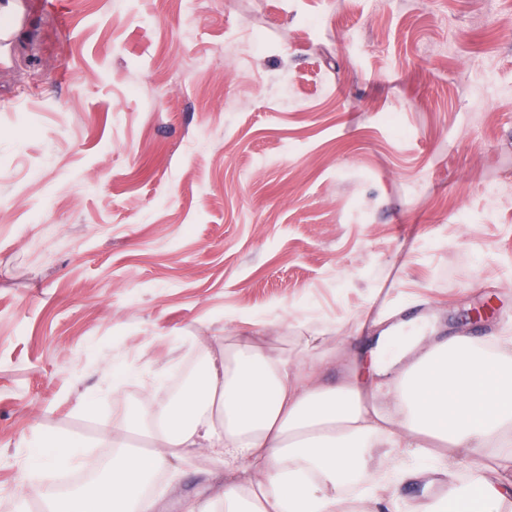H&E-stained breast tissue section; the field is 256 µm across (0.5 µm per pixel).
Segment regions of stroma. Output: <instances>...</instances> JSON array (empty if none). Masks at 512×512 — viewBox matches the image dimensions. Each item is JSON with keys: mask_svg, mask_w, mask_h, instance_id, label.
<instances>
[{"mask_svg": "<svg viewBox=\"0 0 512 512\" xmlns=\"http://www.w3.org/2000/svg\"><path fill=\"white\" fill-rule=\"evenodd\" d=\"M0 0V497L34 512L193 339L512 326V0ZM493 313L471 320L473 308ZM206 450L158 512L223 485ZM43 448H52V451H39L32 457V467L38 468L45 459H54L57 464L77 467L81 463L82 450L78 447H70L69 443L57 438H47L42 441Z\"/></svg>", "mask_w": 512, "mask_h": 512, "instance_id": "obj_1", "label": "stroma"}]
</instances>
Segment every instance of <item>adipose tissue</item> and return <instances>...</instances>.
I'll return each mask as SVG.
<instances>
[{"label":"adipose tissue","instance_id":"adipose-tissue-1","mask_svg":"<svg viewBox=\"0 0 512 512\" xmlns=\"http://www.w3.org/2000/svg\"><path fill=\"white\" fill-rule=\"evenodd\" d=\"M370 355L341 378L324 379L337 324L295 337L289 350L265 347L266 326L226 338L216 353L197 342L201 369L169 400L134 410L113 426L105 479L92 496L98 512H155L146 494L155 473L177 470L208 449L229 477L222 491L186 512H346L348 487L379 503L420 464L453 476L457 460L477 465L448 501L414 512H505L512 504V336L487 346L457 334L437 338L423 317L395 319L379 308ZM142 438L150 455L132 450ZM495 454L497 467L484 456Z\"/></svg>","mask_w":512,"mask_h":512}]
</instances>
